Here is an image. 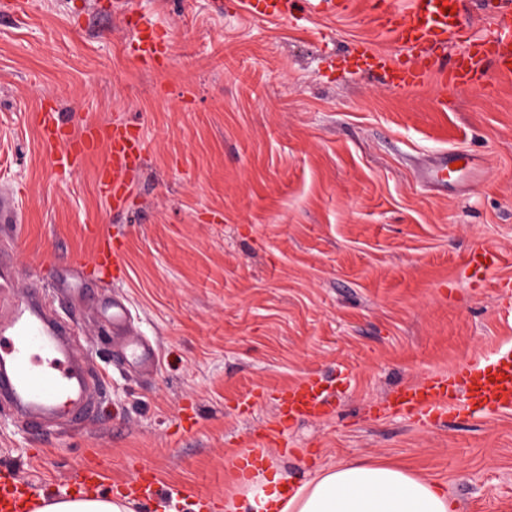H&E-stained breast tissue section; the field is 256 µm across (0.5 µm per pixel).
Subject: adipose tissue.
<instances>
[{"label":"adipose tissue","mask_w":512,"mask_h":512,"mask_svg":"<svg viewBox=\"0 0 512 512\" xmlns=\"http://www.w3.org/2000/svg\"><path fill=\"white\" fill-rule=\"evenodd\" d=\"M284 473L255 475L240 485V500L226 512H457L437 482L400 467L346 461L285 490ZM132 499L112 495H67L36 500L34 512H133Z\"/></svg>","instance_id":"obj_1"}]
</instances>
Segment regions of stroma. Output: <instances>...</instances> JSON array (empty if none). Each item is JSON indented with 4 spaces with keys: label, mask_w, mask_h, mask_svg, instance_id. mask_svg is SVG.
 Wrapping results in <instances>:
<instances>
[{
    "label": "stroma",
    "mask_w": 512,
    "mask_h": 512,
    "mask_svg": "<svg viewBox=\"0 0 512 512\" xmlns=\"http://www.w3.org/2000/svg\"><path fill=\"white\" fill-rule=\"evenodd\" d=\"M116 0H33L0 14V261L14 297L37 292L90 377L84 423L30 425L0 405V463L32 493L102 491L140 474L223 504L239 449H263L302 483L342 461L442 483L457 512H512V410L430 426L379 408L399 386L512 346V294L464 275L476 248L512 278V76L488 87L401 91L351 65L360 43L399 58L366 0L343 16L282 19L242 0H124L169 42L155 67L124 47ZM72 128L123 119L149 149L122 210L98 194L105 151L70 177L43 149L37 110ZM468 168L436 190L422 169ZM122 242L124 277L101 278L96 242ZM121 294L157 353L143 370L112 343L97 297ZM326 414L284 422L275 397L308 373Z\"/></svg>",
    "instance_id": "obj_1"
}]
</instances>
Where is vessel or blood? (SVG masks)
Instances as JSON below:
<instances>
[{
  "instance_id": "b4317fda",
  "label": "vessel or blood",
  "mask_w": 512,
  "mask_h": 512,
  "mask_svg": "<svg viewBox=\"0 0 512 512\" xmlns=\"http://www.w3.org/2000/svg\"><path fill=\"white\" fill-rule=\"evenodd\" d=\"M250 15L281 18L291 11L295 0H246ZM382 28L399 45L409 49L405 59L386 67L390 86L412 90L428 79L444 87L464 88L484 82L488 71L512 74V0H499L492 14L493 34L473 36L464 18L462 0H411L406 11L390 10L387 0H375ZM451 43L463 44V51L448 67L431 69L425 54ZM159 28L145 19L132 40V51L140 61L153 59L159 51ZM42 144L61 173L78 167L97 147H105L108 161L98 175L101 197L121 209L130 191V170L147 151L142 135L132 133L129 123L87 124L72 131L59 118L55 107L42 108L38 122ZM499 256L488 249L474 250L464 268L475 281H485L497 266ZM121 259L109 241L97 248V270L104 277L119 271ZM104 309L112 333L124 337L123 353L130 363L151 367L156 362L153 347L145 340L127 335L129 309L115 296ZM89 380L69 345L68 331L49 318L38 294L14 302L0 315V402L22 413L32 424L44 423L63 414L70 421L86 417L93 401ZM282 414L299 420L324 414L332 405L324 377L309 374L277 397ZM426 423L442 422L449 412L471 414L512 409V347L500 349L492 358L459 367L445 374L427 376L422 382L401 387L385 406ZM28 500L20 488L15 470L0 465V512H27Z\"/></svg>"
}]
</instances>
